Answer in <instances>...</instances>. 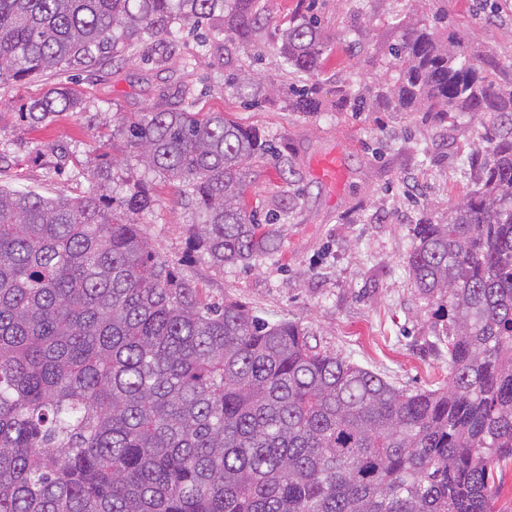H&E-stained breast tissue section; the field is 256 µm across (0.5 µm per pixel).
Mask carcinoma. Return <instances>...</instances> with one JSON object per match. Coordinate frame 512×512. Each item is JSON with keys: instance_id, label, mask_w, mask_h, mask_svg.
<instances>
[{"instance_id": "1", "label": "carcinoma", "mask_w": 512, "mask_h": 512, "mask_svg": "<svg viewBox=\"0 0 512 512\" xmlns=\"http://www.w3.org/2000/svg\"><path fill=\"white\" fill-rule=\"evenodd\" d=\"M203 20L250 52L265 17L259 0H0V82ZM329 48L310 5L281 30L300 73ZM387 52L386 90H340L336 106L373 97L486 128L476 188L447 222L413 226L406 261L419 294L448 303V382L404 389L318 350L295 321L207 302L153 251L145 180L117 207L0 187V512H496L494 468L512 463V90L427 25ZM225 88L257 94L246 72ZM288 104L322 111L314 88ZM83 110L57 86L25 115ZM120 135L191 202L193 252L247 266L279 247L246 200L270 152L260 131L188 106L136 113Z\"/></svg>"}]
</instances>
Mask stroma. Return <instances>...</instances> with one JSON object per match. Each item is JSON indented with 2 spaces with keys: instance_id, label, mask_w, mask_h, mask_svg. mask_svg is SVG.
<instances>
[{
  "instance_id": "stroma-1",
  "label": "stroma",
  "mask_w": 512,
  "mask_h": 512,
  "mask_svg": "<svg viewBox=\"0 0 512 512\" xmlns=\"http://www.w3.org/2000/svg\"><path fill=\"white\" fill-rule=\"evenodd\" d=\"M268 17L257 40L261 60L210 25L183 29L175 43L145 39L121 56L0 83V185L46 197L107 194L151 178L155 202L140 217L155 251L197 281L208 301L246 302L257 315L301 323L312 343L338 353L397 385L434 389L448 376L446 325L437 302L423 298L405 257L411 228L444 219L475 186L466 163L483 128L467 114L455 126L426 112H338L336 92L360 82L388 83L386 55L406 28L427 24L480 66L496 86L512 87V0H316L331 38L325 66L312 75L287 67L279 31L305 0H260ZM366 28L361 51H346L349 31ZM249 71L260 84L253 101L231 96L229 74ZM315 85L325 104L305 114L288 108L289 85ZM77 89L86 109L32 127L23 113L48 88ZM223 112L258 129L278 154L257 168L247 199L259 217L276 216L281 247L249 265L216 267L190 252L194 220L177 185L149 174L117 136L131 113L181 109ZM340 156L348 181L336 189L319 181L316 159ZM113 160L108 182L90 171Z\"/></svg>"
}]
</instances>
